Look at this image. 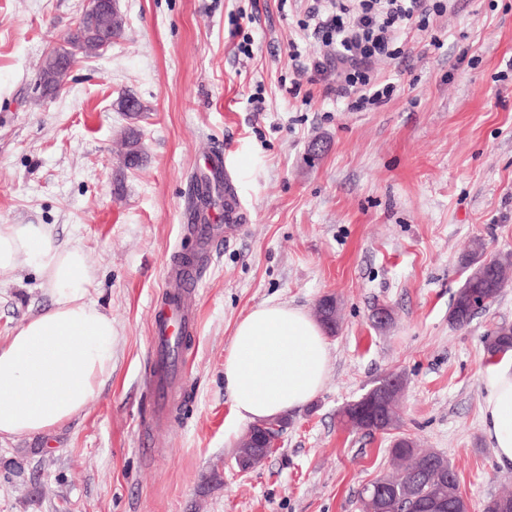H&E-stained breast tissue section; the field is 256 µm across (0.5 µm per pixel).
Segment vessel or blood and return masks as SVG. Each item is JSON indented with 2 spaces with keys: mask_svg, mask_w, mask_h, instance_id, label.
Returning <instances> with one entry per match:
<instances>
[{
  "mask_svg": "<svg viewBox=\"0 0 512 512\" xmlns=\"http://www.w3.org/2000/svg\"><path fill=\"white\" fill-rule=\"evenodd\" d=\"M225 201L223 224H197L193 227L204 257H211V242L219 235L222 225L230 226L242 221L234 193H226ZM203 275L204 267L200 264L191 267L177 265L169 270L167 277L177 284L178 298L158 316L153 326L152 353L155 369L166 371L177 367L185 354V347L176 346L175 341L195 324L196 299Z\"/></svg>",
  "mask_w": 512,
  "mask_h": 512,
  "instance_id": "obj_1",
  "label": "vessel or blood"
}]
</instances>
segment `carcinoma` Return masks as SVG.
<instances>
[{"mask_svg": "<svg viewBox=\"0 0 512 512\" xmlns=\"http://www.w3.org/2000/svg\"><path fill=\"white\" fill-rule=\"evenodd\" d=\"M126 20L112 0H100L92 11L84 14L76 28L64 39L63 44L51 50L42 64L37 82L48 94L58 93L65 83L74 62L84 57L99 56L112 43L121 39ZM123 115L138 119L145 107L137 98L121 96L117 102ZM123 164L128 169L142 165L143 151L138 130L126 128L122 140ZM224 184H210V180L197 188L195 207L199 214L214 202V197L225 198ZM465 278L455 292L449 312L452 325L462 328L477 314L476 307L495 301L508 284L507 264L500 259H484L483 244L473 242L462 258ZM485 348L490 356L512 350V326L500 325L485 337ZM398 403H393L385 424L378 425L369 418L353 414L340 415L342 423L368 434H389L399 429ZM391 458L400 462L402 473L397 478L386 479L389 512H419V502L440 500L447 512H465L466 504L456 471L445 456L417 447L411 439L397 436L389 450ZM484 512H512V494L490 498Z\"/></svg>", "mask_w": 512, "mask_h": 512, "instance_id": "cac0c4a2", "label": "carcinoma"}]
</instances>
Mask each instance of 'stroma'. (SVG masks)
Wrapping results in <instances>:
<instances>
[{
	"label": "stroma",
	"instance_id": "35a3bbf8",
	"mask_svg": "<svg viewBox=\"0 0 512 512\" xmlns=\"http://www.w3.org/2000/svg\"><path fill=\"white\" fill-rule=\"evenodd\" d=\"M87 4L0 0V225L46 224L82 246L89 295L112 316V377L56 431L0 443V512H361L363 488L396 471L391 438L337 413L390 374L405 382L400 435L448 458L471 512L512 491L480 417L484 338L512 325V285L468 326L449 321L472 241L512 255V81L496 79L512 60V0H451L401 57L376 62L397 91L371 112L304 74L323 54L298 27L307 0H118L123 38L41 95L45 55ZM124 94L146 107L137 169L117 144ZM214 154L244 220L214 244L181 395L158 422L153 311L171 260L198 250L183 211ZM326 295L340 311L325 384L239 473L248 425L224 388L235 324L264 301L310 313ZM49 300L31 269L1 281L0 342Z\"/></svg>",
	"mask_w": 512,
	"mask_h": 512
}]
</instances>
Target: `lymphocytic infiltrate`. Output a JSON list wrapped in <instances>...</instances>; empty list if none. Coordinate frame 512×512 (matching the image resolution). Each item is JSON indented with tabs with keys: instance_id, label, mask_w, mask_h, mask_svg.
<instances>
[{
	"instance_id": "1",
	"label": "lymphocytic infiltrate",
	"mask_w": 512,
	"mask_h": 512,
	"mask_svg": "<svg viewBox=\"0 0 512 512\" xmlns=\"http://www.w3.org/2000/svg\"><path fill=\"white\" fill-rule=\"evenodd\" d=\"M443 9V0H311L308 23L326 49L311 70L318 80L335 78L351 110L380 107L394 87L375 75L374 61L398 57L400 36L428 28Z\"/></svg>"
}]
</instances>
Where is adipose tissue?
<instances>
[{"label": "adipose tissue", "instance_id": "ef3b65f1", "mask_svg": "<svg viewBox=\"0 0 512 512\" xmlns=\"http://www.w3.org/2000/svg\"><path fill=\"white\" fill-rule=\"evenodd\" d=\"M45 280L50 306L0 343V440L36 437L79 414L112 376V316L88 298L81 247L45 224L0 225V279L18 268ZM329 371L324 329L299 307L265 301L240 318L224 351V386L236 419L301 410ZM481 422L497 462L512 466V354L483 375Z\"/></svg>", "mask_w": 512, "mask_h": 512}]
</instances>
